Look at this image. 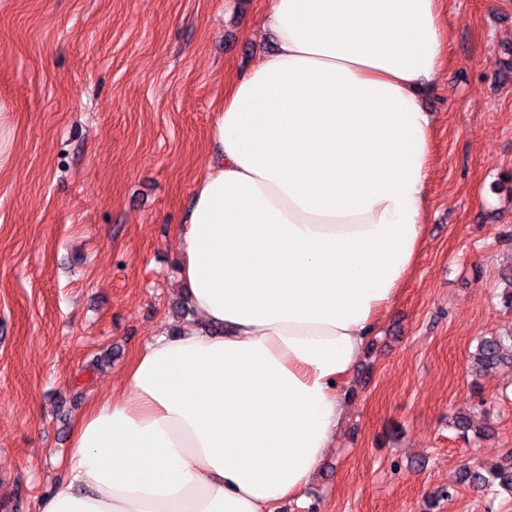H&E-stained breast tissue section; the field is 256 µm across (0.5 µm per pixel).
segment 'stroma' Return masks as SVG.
I'll return each instance as SVG.
<instances>
[{
	"label": "stroma",
	"instance_id": "obj_1",
	"mask_svg": "<svg viewBox=\"0 0 512 512\" xmlns=\"http://www.w3.org/2000/svg\"><path fill=\"white\" fill-rule=\"evenodd\" d=\"M269 0H0V512H36L72 421L137 348L196 322L177 303L175 226L228 80L272 51ZM426 236L354 369L334 448L279 512H512L464 466L512 463V0H445ZM470 416L486 435L458 438ZM507 359L512 363V336L484 338L470 357L469 372L473 377H480L485 371Z\"/></svg>",
	"mask_w": 512,
	"mask_h": 512
}]
</instances>
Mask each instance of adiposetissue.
Returning <instances> with one entry per match:
<instances>
[{"label":"adipose tissue","mask_w":512,"mask_h":512,"mask_svg":"<svg viewBox=\"0 0 512 512\" xmlns=\"http://www.w3.org/2000/svg\"><path fill=\"white\" fill-rule=\"evenodd\" d=\"M176 227L199 321L75 421L38 512H276L343 426L352 370L424 242L442 0H270Z\"/></svg>","instance_id":"ef3b65f1"}]
</instances>
